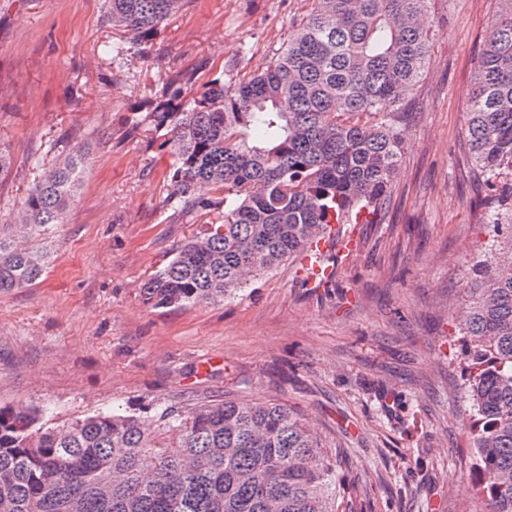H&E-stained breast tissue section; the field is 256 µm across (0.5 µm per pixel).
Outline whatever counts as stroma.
<instances>
[{
  "mask_svg": "<svg viewBox=\"0 0 512 512\" xmlns=\"http://www.w3.org/2000/svg\"><path fill=\"white\" fill-rule=\"evenodd\" d=\"M312 0H185L142 45L103 0H0V224L44 169L80 153L45 271L0 292V406L57 425L224 398L287 404L340 452L351 512H485L470 468L457 309L492 237L465 139L470 75L500 0H433L426 75L394 112L398 171L330 287L286 262L234 298L152 309L145 280L200 233L165 204L154 131L136 113L166 82L267 66ZM131 43L123 69L105 50Z\"/></svg>",
  "mask_w": 512,
  "mask_h": 512,
  "instance_id": "stroma-1",
  "label": "stroma"
}]
</instances>
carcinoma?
Returning <instances> with one entry per match:
<instances>
[{"instance_id":"cac0c4a2","label":"carcinoma","mask_w":512,"mask_h":512,"mask_svg":"<svg viewBox=\"0 0 512 512\" xmlns=\"http://www.w3.org/2000/svg\"><path fill=\"white\" fill-rule=\"evenodd\" d=\"M472 72L465 137L498 209L463 311L473 478L488 512H512V0ZM184 0H104L146 42ZM431 0H312L262 71L169 97L133 126L162 134L165 203L207 218L141 288L151 308L221 302L295 261L354 209L386 203L401 154L390 116L425 76ZM84 160L50 168L21 204L24 241L0 225V292L43 274L38 241L75 201ZM341 460L286 404L210 401L149 416L98 412L53 427L0 407V512H343Z\"/></svg>"}]
</instances>
